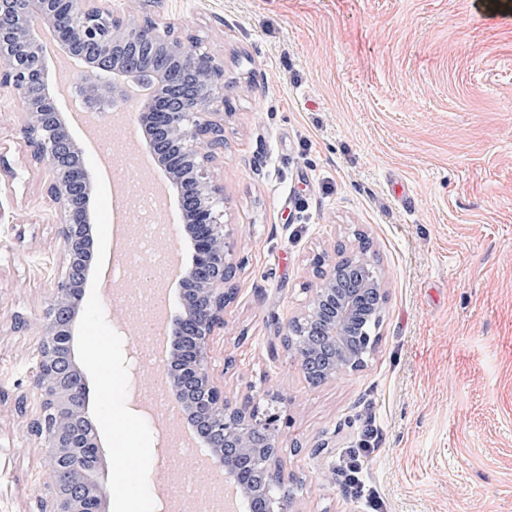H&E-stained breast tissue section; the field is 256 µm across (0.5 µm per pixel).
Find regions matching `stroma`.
I'll list each match as a JSON object with an SVG mask.
<instances>
[{"instance_id":"obj_1","label":"stroma","mask_w":512,"mask_h":512,"mask_svg":"<svg viewBox=\"0 0 512 512\" xmlns=\"http://www.w3.org/2000/svg\"><path fill=\"white\" fill-rule=\"evenodd\" d=\"M198 40L224 69L215 119L224 152L209 173L238 270L211 369L236 399L285 396L282 475L300 512H362L336 483L366 424L380 442L366 478L384 512H512V0H129ZM10 92L0 93V512L49 497L26 424L46 312L67 269L48 172L29 164ZM94 253L115 204L97 187ZM369 242L388 282L366 365L307 384L282 327L306 305L314 255ZM27 329L13 327L15 316ZM76 356L119 512L125 475L164 503L192 481L195 449L144 411L153 379L133 318L97 274L86 283ZM25 407H18L19 397ZM330 444L323 453L314 439Z\"/></svg>"}]
</instances>
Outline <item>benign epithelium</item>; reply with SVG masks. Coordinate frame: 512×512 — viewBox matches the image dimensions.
<instances>
[{
    "instance_id": "7a95c632",
    "label": "benign epithelium",
    "mask_w": 512,
    "mask_h": 512,
    "mask_svg": "<svg viewBox=\"0 0 512 512\" xmlns=\"http://www.w3.org/2000/svg\"><path fill=\"white\" fill-rule=\"evenodd\" d=\"M41 16L61 35L65 50L80 49L87 65L80 72L86 110L95 111L103 92L112 90L107 101L109 110L124 107L132 99V89L141 84V72L130 56L151 44L158 53L171 57L174 66L155 72L167 94L155 98H138L139 121L151 126L152 135L143 149L168 166L180 154L191 163L192 186L185 179L172 176L171 194L177 208L190 213L185 242L191 262L179 280L178 302L183 312L168 325V338L175 349V361L169 374L178 376L175 395L192 394L202 406L204 418L192 422L200 443L211 447L209 434H224V449L215 453L213 462L224 470L225 478L238 484L249 475L261 472L264 486L254 492L242 488L248 512H298L295 498L282 490L279 474L272 471L278 450H246L251 435L261 429L282 433L281 414L259 413L250 401L232 403L224 385L211 371V342L215 331L224 327V307L235 289L229 287L237 266L228 258L225 225L217 211L222 189L211 180L208 165L224 150L223 125L212 119L216 104L224 100L223 69L213 58L200 51L191 38L174 30L159 27L145 16L138 25H129L126 17L114 13L112 0H0V89H10L20 102L24 114L20 128L33 163L48 170V196L57 205L61 221L59 235L74 263L77 248L74 225L91 222L93 183L85 162L77 159L80 146L70 130L65 114L55 104L49 81L47 60L38 56L27 27L30 19ZM84 16L92 23L76 26L75 17ZM312 280L307 288V306L288 318L285 338L296 331L307 332L308 343L293 351L299 369L311 358L313 348L337 362L326 380H335L342 372L365 366L356 347L371 353L377 338L356 334L360 320L378 315L386 300V284L375 276L351 287L355 278L347 259H328L325 253L310 261ZM83 313V295H73L69 279L57 283L51 299V322L45 336L32 388L40 397V412L30 420L29 430L44 437V453L56 474L58 444L51 435L52 404L57 384L46 362L48 352L63 346L69 359L76 360V325ZM69 403L83 417H89V388L82 370L73 381ZM96 442L76 455L74 470L86 484L100 488Z\"/></svg>"
}]
</instances>
